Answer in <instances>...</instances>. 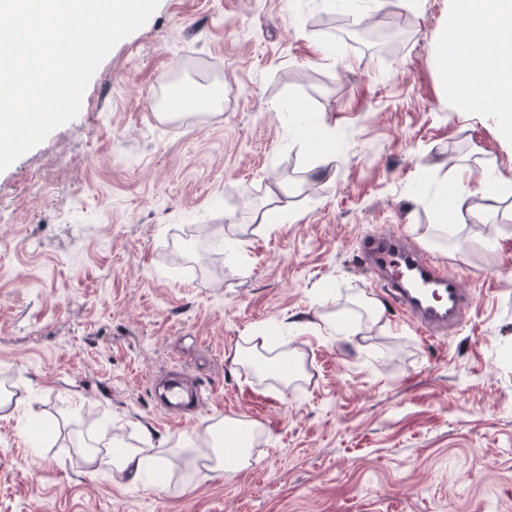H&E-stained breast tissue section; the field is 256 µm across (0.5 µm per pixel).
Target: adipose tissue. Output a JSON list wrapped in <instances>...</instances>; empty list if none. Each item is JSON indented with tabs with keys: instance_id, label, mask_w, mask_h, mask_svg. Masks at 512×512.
I'll list each match as a JSON object with an SVG mask.
<instances>
[{
	"instance_id": "1",
	"label": "adipose tissue",
	"mask_w": 512,
	"mask_h": 512,
	"mask_svg": "<svg viewBox=\"0 0 512 512\" xmlns=\"http://www.w3.org/2000/svg\"><path fill=\"white\" fill-rule=\"evenodd\" d=\"M435 64L440 79L449 82L459 105L494 113L501 132L512 140V0H462L441 35ZM473 181L489 198L505 185L504 179L498 177L458 173L455 194L444 189L438 193L440 224H447L448 210H466L468 185ZM224 429L223 422H216L210 430V440L203 445L191 435L181 440L179 447L194 472H221L230 466L248 465V449H238L231 457L226 455Z\"/></svg>"
}]
</instances>
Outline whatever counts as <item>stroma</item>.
Segmentation results:
<instances>
[{
	"label": "stroma",
	"mask_w": 512,
	"mask_h": 512,
	"mask_svg": "<svg viewBox=\"0 0 512 512\" xmlns=\"http://www.w3.org/2000/svg\"><path fill=\"white\" fill-rule=\"evenodd\" d=\"M457 5L358 0L342 38L338 0H160L0 172V396L23 402L0 415V512H512V189L472 192L463 242L434 229L458 170L512 178L496 117L434 66ZM173 76L209 111L165 108ZM212 227L239 252L172 264ZM378 230L462 277V327L400 313L360 260ZM171 378L194 418L157 401ZM220 419L257 435L248 467L177 456L153 486L109 462Z\"/></svg>",
	"instance_id": "1"
}]
</instances>
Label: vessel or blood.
<instances>
[{"instance_id": "obj_1", "label": "vessel or blood", "mask_w": 512, "mask_h": 512, "mask_svg": "<svg viewBox=\"0 0 512 512\" xmlns=\"http://www.w3.org/2000/svg\"><path fill=\"white\" fill-rule=\"evenodd\" d=\"M363 264L381 277L392 301L426 335L462 325L472 297L459 277L446 274L434 257L408 238L370 235L361 243Z\"/></svg>"}]
</instances>
